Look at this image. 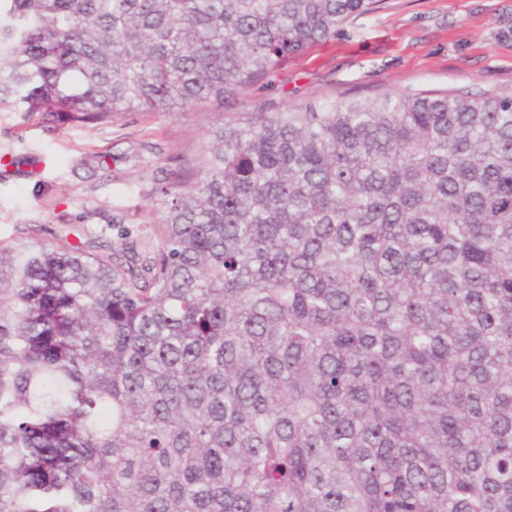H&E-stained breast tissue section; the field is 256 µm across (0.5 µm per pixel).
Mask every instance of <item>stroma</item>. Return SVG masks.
Listing matches in <instances>:
<instances>
[{"instance_id":"35a3bbf8","label":"stroma","mask_w":512,"mask_h":512,"mask_svg":"<svg viewBox=\"0 0 512 512\" xmlns=\"http://www.w3.org/2000/svg\"><path fill=\"white\" fill-rule=\"evenodd\" d=\"M512 0H379L351 16L326 43L289 59L226 112H274L345 97L455 91L512 92ZM214 115L132 112L111 124H64L0 111V241L33 231L57 245L93 238L102 248L155 242L160 210L152 193L177 178L169 155L204 140ZM160 148L132 156L131 142Z\"/></svg>"}]
</instances>
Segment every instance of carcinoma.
Instances as JSON below:
<instances>
[{
    "instance_id": "1",
    "label": "carcinoma",
    "mask_w": 512,
    "mask_h": 512,
    "mask_svg": "<svg viewBox=\"0 0 512 512\" xmlns=\"http://www.w3.org/2000/svg\"><path fill=\"white\" fill-rule=\"evenodd\" d=\"M373 0H0V109L224 106ZM158 243H0V512H512V93L219 113Z\"/></svg>"
}]
</instances>
